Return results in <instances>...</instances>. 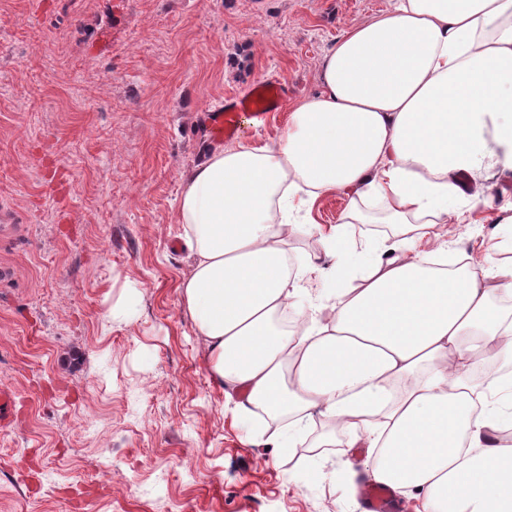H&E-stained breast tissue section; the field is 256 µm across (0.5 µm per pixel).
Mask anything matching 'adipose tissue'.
<instances>
[{"label":"adipose tissue","mask_w":512,"mask_h":512,"mask_svg":"<svg viewBox=\"0 0 512 512\" xmlns=\"http://www.w3.org/2000/svg\"><path fill=\"white\" fill-rule=\"evenodd\" d=\"M320 85L275 144L214 149L182 176L195 261L179 291L204 367L233 414L282 422V447L319 417L314 447L369 449L420 512H512V384L494 369L512 360V267L436 269L420 248L493 205L490 170L512 173V0H391L337 40ZM333 194L341 224L290 266L300 213ZM374 200L390 231L349 263L345 227L372 223ZM314 275L335 289L307 296ZM287 311L298 326H279Z\"/></svg>","instance_id":"adipose-tissue-1"}]
</instances>
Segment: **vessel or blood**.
I'll list each match as a JSON object with an SVG mask.
<instances>
[{
  "mask_svg": "<svg viewBox=\"0 0 512 512\" xmlns=\"http://www.w3.org/2000/svg\"><path fill=\"white\" fill-rule=\"evenodd\" d=\"M289 93L288 84L267 79L244 95L226 97L222 105L206 109L203 121L214 138L233 139L240 132L241 113L250 112L254 117H264L277 111ZM357 490L362 512H400L396 493L375 479H361Z\"/></svg>",
  "mask_w": 512,
  "mask_h": 512,
  "instance_id": "vessel-or-blood-1",
  "label": "vessel or blood"
}]
</instances>
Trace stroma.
<instances>
[{"instance_id": "35a3bbf8", "label": "stroma", "mask_w": 512, "mask_h": 512, "mask_svg": "<svg viewBox=\"0 0 512 512\" xmlns=\"http://www.w3.org/2000/svg\"><path fill=\"white\" fill-rule=\"evenodd\" d=\"M390 0H0V512H360L368 454L247 438L202 365L177 286L183 172L216 148L203 109L276 78L292 101ZM288 114L241 118L276 143ZM346 201L318 199L319 253ZM502 212L448 248L479 259Z\"/></svg>"}]
</instances>
